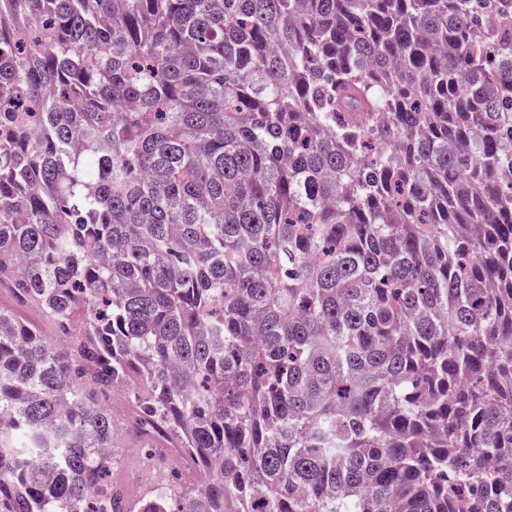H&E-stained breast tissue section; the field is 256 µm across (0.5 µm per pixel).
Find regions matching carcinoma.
I'll return each mask as SVG.
<instances>
[{"label":"carcinoma","mask_w":512,"mask_h":512,"mask_svg":"<svg viewBox=\"0 0 512 512\" xmlns=\"http://www.w3.org/2000/svg\"><path fill=\"white\" fill-rule=\"evenodd\" d=\"M0 284V512H512V0H0ZM128 400V393L125 389H115L105 403L106 409L112 413V418L121 426L129 416L130 406ZM140 444L135 439L124 435L112 448L116 463L112 468V479L119 480L126 485L128 494L137 499L147 493L150 481L146 480L144 473L140 471ZM138 474V479L133 476Z\"/></svg>","instance_id":"1"}]
</instances>
